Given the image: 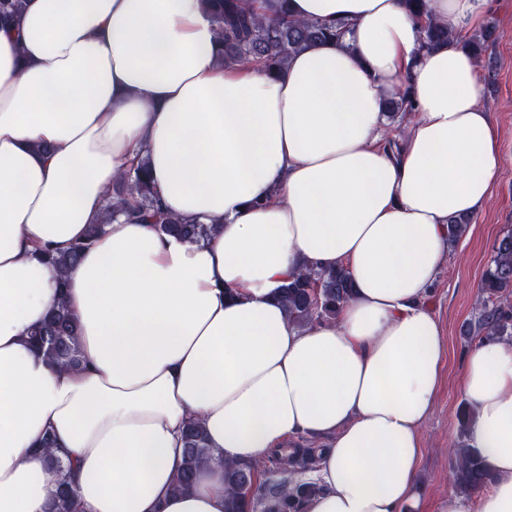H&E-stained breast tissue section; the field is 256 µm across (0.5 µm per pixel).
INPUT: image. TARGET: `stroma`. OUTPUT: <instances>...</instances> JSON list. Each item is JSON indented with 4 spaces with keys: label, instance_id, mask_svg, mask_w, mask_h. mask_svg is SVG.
I'll return each instance as SVG.
<instances>
[{
    "label": "stroma",
    "instance_id": "1",
    "mask_svg": "<svg viewBox=\"0 0 512 512\" xmlns=\"http://www.w3.org/2000/svg\"><path fill=\"white\" fill-rule=\"evenodd\" d=\"M486 18L496 27L495 41L479 63L482 101L500 132L505 162L486 209L472 217L467 232L450 243L438 284L426 302L444 329L446 355L435 409L423 428V454L414 498L403 512H440L456 494L448 448L465 440L469 409L459 389L472 345L466 328L475 319V300L495 241L512 228V0H491Z\"/></svg>",
    "mask_w": 512,
    "mask_h": 512
}]
</instances>
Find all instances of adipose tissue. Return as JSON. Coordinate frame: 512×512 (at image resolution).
Wrapping results in <instances>:
<instances>
[{
  "label": "adipose tissue",
  "instance_id": "adipose-tissue-1",
  "mask_svg": "<svg viewBox=\"0 0 512 512\" xmlns=\"http://www.w3.org/2000/svg\"><path fill=\"white\" fill-rule=\"evenodd\" d=\"M25 3L0 30V512H54L48 432L78 512H224L225 462L300 434L330 442L305 512H401L446 354L425 298L449 219L485 207L504 162L460 41L486 0H428L455 32L429 52L403 0H289L351 30L274 76L223 63L200 0ZM406 89L392 147L382 112ZM140 152L165 210L211 237L109 224L59 290L42 250L83 239ZM302 265L349 274L336 319L302 328L275 300ZM61 296L79 371L28 342ZM460 389L493 480L442 512H512V342L473 345ZM192 418L214 457L177 494Z\"/></svg>",
  "mask_w": 512,
  "mask_h": 512
}]
</instances>
